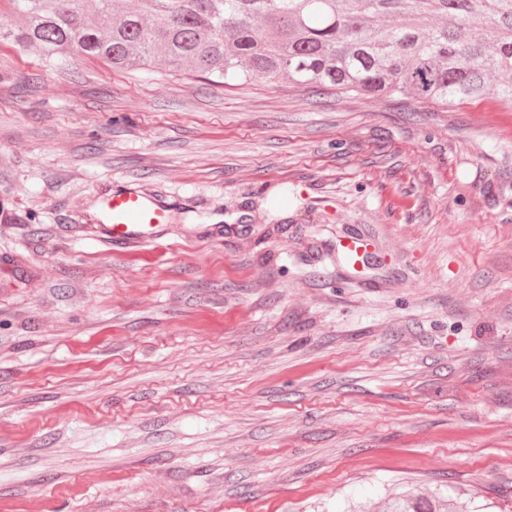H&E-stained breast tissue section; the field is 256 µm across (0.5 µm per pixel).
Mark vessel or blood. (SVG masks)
I'll list each match as a JSON object with an SVG mask.
<instances>
[{"label":"vessel or blood","instance_id":"vessel-or-blood-1","mask_svg":"<svg viewBox=\"0 0 512 512\" xmlns=\"http://www.w3.org/2000/svg\"><path fill=\"white\" fill-rule=\"evenodd\" d=\"M167 208L141 190L115 185L98 193L99 240L126 254L158 247L166 235Z\"/></svg>","mask_w":512,"mask_h":512}]
</instances>
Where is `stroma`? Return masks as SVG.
I'll return each instance as SVG.
<instances>
[{
	"label": "stroma",
	"mask_w": 512,
	"mask_h": 512,
	"mask_svg": "<svg viewBox=\"0 0 512 512\" xmlns=\"http://www.w3.org/2000/svg\"><path fill=\"white\" fill-rule=\"evenodd\" d=\"M111 182L169 247L87 232ZM414 486L512 512V111L0 44V512Z\"/></svg>",
	"instance_id": "1"
}]
</instances>
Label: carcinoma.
<instances>
[{"label":"carcinoma","mask_w":512,"mask_h":512,"mask_svg":"<svg viewBox=\"0 0 512 512\" xmlns=\"http://www.w3.org/2000/svg\"><path fill=\"white\" fill-rule=\"evenodd\" d=\"M11 41L51 60L185 67L216 83L287 77L305 88L443 108L492 93L512 108V0H9ZM403 22L390 25L387 18ZM392 493L384 512H439Z\"/></svg>","instance_id":"cac0c4a2"}]
</instances>
